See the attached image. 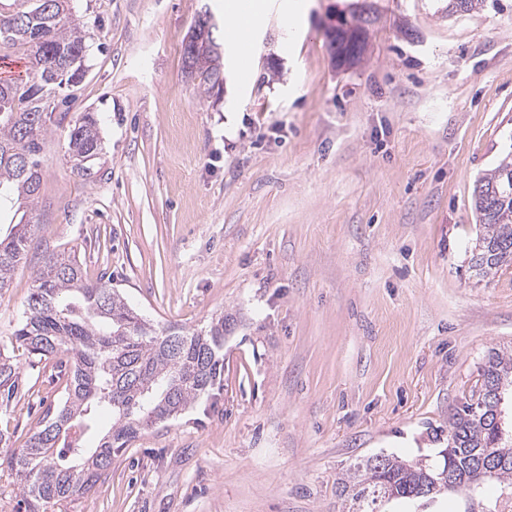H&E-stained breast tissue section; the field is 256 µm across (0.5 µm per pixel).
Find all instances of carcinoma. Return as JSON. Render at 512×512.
<instances>
[{
    "mask_svg": "<svg viewBox=\"0 0 512 512\" xmlns=\"http://www.w3.org/2000/svg\"><path fill=\"white\" fill-rule=\"evenodd\" d=\"M0 12V44L25 60V76L0 82V199L33 213L41 189L40 152L47 133V95L61 88L55 67L65 57L86 56L85 34L72 13V0H16ZM196 53H183L184 67L197 89L209 94L224 84V43L214 34ZM72 169L91 174L101 154L99 119L83 112L69 129ZM474 212L482 232L472 248V264L484 277L512 266V153L478 180ZM28 226L7 242L0 239V291L28 248ZM28 316L15 331L19 346L49 360L71 354L73 378L56 411L46 412L24 448L6 451L10 470L20 478L24 512H50L89 494L119 454L142 430L163 423L221 383L224 375V318L209 329L158 333L121 294L106 284L85 281L75 258L53 254L35 278ZM512 387V352L489 351L470 397L448 417V448L433 469L383 452L351 465L336 481L347 512H385L393 500L423 504L446 486L442 474H456L454 492L464 498L483 493L485 481L512 487V436L500 437L498 397ZM16 387L15 368L0 358V389ZM112 411V425L94 447L89 435L101 413ZM438 482L428 496L422 486Z\"/></svg>",
    "mask_w": 512,
    "mask_h": 512,
    "instance_id": "1",
    "label": "carcinoma"
}]
</instances>
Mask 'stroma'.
<instances>
[{"label": "stroma", "mask_w": 512, "mask_h": 512, "mask_svg": "<svg viewBox=\"0 0 512 512\" xmlns=\"http://www.w3.org/2000/svg\"><path fill=\"white\" fill-rule=\"evenodd\" d=\"M225 0H74L87 71L54 108L29 247L0 291L19 372L0 434L25 447L71 377L15 343L60 251L156 329L229 318L224 380L142 431L67 512H342L336 480L388 453L438 467L448 417L490 350L512 349V269L476 276L478 179L512 151V0H302L269 8L242 78L200 93L182 41ZM365 29L336 57L340 19ZM74 97L61 106L65 94ZM97 113L91 175L71 121Z\"/></svg>", "instance_id": "stroma-1"}]
</instances>
